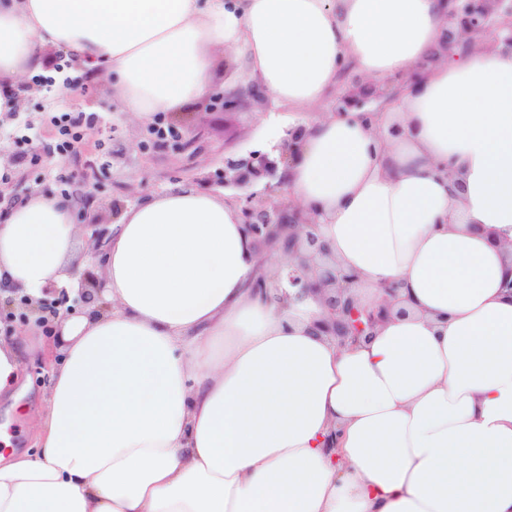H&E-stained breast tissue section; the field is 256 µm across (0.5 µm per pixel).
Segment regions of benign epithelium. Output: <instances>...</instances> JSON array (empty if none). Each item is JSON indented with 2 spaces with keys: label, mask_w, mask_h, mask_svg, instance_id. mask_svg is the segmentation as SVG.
Masks as SVG:
<instances>
[{
  "label": "benign epithelium",
  "mask_w": 512,
  "mask_h": 512,
  "mask_svg": "<svg viewBox=\"0 0 512 512\" xmlns=\"http://www.w3.org/2000/svg\"><path fill=\"white\" fill-rule=\"evenodd\" d=\"M447 26L442 33L440 48L453 55L468 53L478 45L501 44L512 51V0H445ZM397 92L381 91L358 80L336 99L335 114L343 115L354 110L365 112V118H373L366 109L372 98L391 99ZM305 129H290L274 147L277 155L251 151L248 155L224 162V183L244 188L253 181L274 178L283 183L278 175L279 167L287 166L299 152ZM239 219L245 235L257 249L273 250L282 261L277 272L269 275L259 272L250 284L253 291L265 296L280 298L282 282L296 289L294 299L301 300L308 294L319 295L325 317L317 329L329 337L339 348L356 344L369 337L374 328L387 320L392 307L382 305L364 308L356 298L359 276L336 262L328 243L319 231L316 216L306 214L295 205L288 208L269 206L263 199L249 194L239 207ZM109 238L105 227L95 229L91 244V259L104 263V246ZM105 278L87 272L80 276L78 287L71 290L59 288L53 283L41 289V296L33 297L24 289L9 288V298L0 308V318L11 322L14 318L35 323L58 334L61 321L76 311L91 310L97 314L104 305Z\"/></svg>",
  "instance_id": "7a95c632"
}]
</instances>
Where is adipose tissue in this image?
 <instances>
[{
	"instance_id": "ef3b65f1",
	"label": "adipose tissue",
	"mask_w": 512,
	"mask_h": 512,
	"mask_svg": "<svg viewBox=\"0 0 512 512\" xmlns=\"http://www.w3.org/2000/svg\"><path fill=\"white\" fill-rule=\"evenodd\" d=\"M445 13L444 0H0V116L47 44L140 122L204 102L218 48L293 111L321 106L347 66L374 80L426 67L376 121L321 115L286 169L360 302L404 314L334 347L316 296L285 308L253 292L278 258L253 247L237 205L173 184L113 224L111 310L63 321L37 449L0 457V512H512V53L441 56ZM77 236L67 203L11 205L0 281L34 296L72 284ZM29 347L0 338V400Z\"/></svg>"
}]
</instances>
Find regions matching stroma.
Instances as JSON below:
<instances>
[{
	"instance_id": "35a3bbf8",
	"label": "stroma",
	"mask_w": 512,
	"mask_h": 512,
	"mask_svg": "<svg viewBox=\"0 0 512 512\" xmlns=\"http://www.w3.org/2000/svg\"><path fill=\"white\" fill-rule=\"evenodd\" d=\"M47 69L63 68L71 80L87 83L82 94H53L32 76L17 86L16 115L0 120V171L11 179L0 186V203L21 200L32 192L73 203L78 213L79 247L73 260L78 270L91 266L88 256L90 224H115L127 208L162 194L172 184L203 185L205 192L230 198L234 189L224 185V160L253 150H268L270 124L291 125L294 116L277 106L265 92L247 99L245 106L225 111V81L235 67L220 54L214 75V107L190 104L177 113L159 117L157 125L175 124L174 135L158 138L155 125L143 124L112 110V87L88 80L70 56L56 46L41 50ZM81 111L97 115L79 154L69 157L42 154L55 136L51 117L57 112ZM39 154L35 164L25 156ZM40 351L26 360L28 389L15 406H0V453L30 447L26 416L43 407L46 383L37 369Z\"/></svg>"
}]
</instances>
